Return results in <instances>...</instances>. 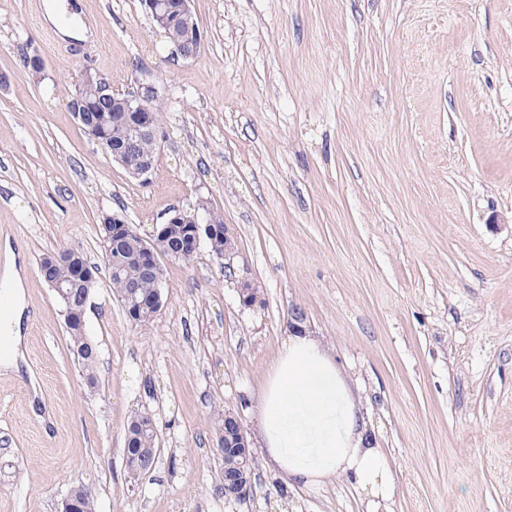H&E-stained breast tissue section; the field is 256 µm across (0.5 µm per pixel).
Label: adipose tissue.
<instances>
[{"label": "adipose tissue", "mask_w": 512, "mask_h": 512, "mask_svg": "<svg viewBox=\"0 0 512 512\" xmlns=\"http://www.w3.org/2000/svg\"><path fill=\"white\" fill-rule=\"evenodd\" d=\"M262 446L290 482L351 479L371 505L391 499L392 470L361 407L322 343L294 331L282 343L257 403Z\"/></svg>", "instance_id": "obj_1"}]
</instances>
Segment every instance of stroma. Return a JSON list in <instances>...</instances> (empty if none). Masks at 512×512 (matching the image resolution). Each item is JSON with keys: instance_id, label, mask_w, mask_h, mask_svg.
Wrapping results in <instances>:
<instances>
[{"instance_id": "35a3bbf8", "label": "stroma", "mask_w": 512, "mask_h": 512, "mask_svg": "<svg viewBox=\"0 0 512 512\" xmlns=\"http://www.w3.org/2000/svg\"><path fill=\"white\" fill-rule=\"evenodd\" d=\"M59 2L0 0V273L22 254L27 293L21 373L0 371V512H59L76 482L96 512H512V0H191L190 60L142 0H68L67 34ZM85 67L157 86L147 175L74 120ZM200 198L231 259L165 260L161 311L133 323L104 215L148 238ZM63 248L97 269L92 387L40 273ZM297 308L391 464L377 510L342 476L288 486L263 453L249 497L216 492L220 416L259 444L254 397ZM140 412L160 449L131 487Z\"/></svg>"}]
</instances>
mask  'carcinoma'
I'll return each mask as SVG.
<instances>
[{
  "label": "carcinoma",
  "instance_id": "carcinoma-1",
  "mask_svg": "<svg viewBox=\"0 0 512 512\" xmlns=\"http://www.w3.org/2000/svg\"><path fill=\"white\" fill-rule=\"evenodd\" d=\"M198 25L196 16H191L185 22H176L165 29L168 38L181 49L186 46L191 29ZM123 96H116V100H106L98 107V119L101 123L103 141L107 142V150L120 153L123 167L129 171L140 168L142 160L156 156L157 139L146 136L139 140L135 149L123 150L126 140L130 137L132 129L124 125L112 123V112L118 107V101ZM105 255L110 272L112 292L118 297L122 305L132 304V300L125 298L129 292L128 285H136L135 299L141 300L150 295L157 287V276L142 266L140 256L142 253V239L136 234L119 235L112 233V225L104 223L101 227ZM70 350L78 364L83 368L86 382L93 386L96 383L94 368L97 357L87 350L85 336L75 328L68 332ZM157 430L153 416L147 412L133 416L127 424L125 448V472L128 482L137 483L146 470L142 464L151 463L157 457Z\"/></svg>",
  "mask_w": 512,
  "mask_h": 512
}]
</instances>
